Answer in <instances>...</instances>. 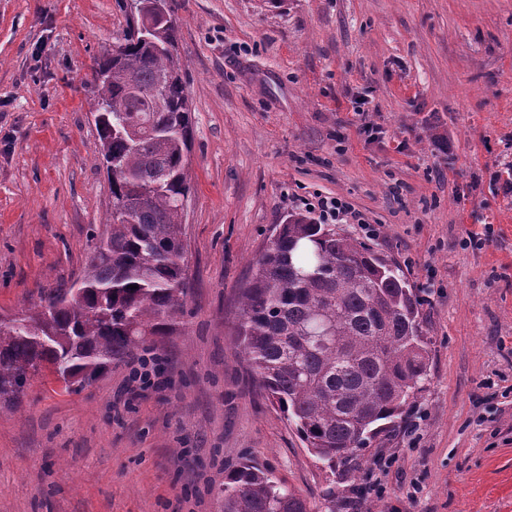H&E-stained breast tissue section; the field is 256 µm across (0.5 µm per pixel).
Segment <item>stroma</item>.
Segmentation results:
<instances>
[{
	"label": "stroma",
	"instance_id": "35a3bbf8",
	"mask_svg": "<svg viewBox=\"0 0 512 512\" xmlns=\"http://www.w3.org/2000/svg\"><path fill=\"white\" fill-rule=\"evenodd\" d=\"M172 5L193 120L186 330L147 341L167 368L142 397L121 365L73 392L34 379L0 411V512H224L247 459L313 505L335 480L336 512H512V0ZM127 17L125 0H0V313L81 279L105 230L91 82ZM319 196L377 228L342 230L400 266L428 342L422 391L355 478L251 391L233 332L276 225ZM384 454L380 494L355 499Z\"/></svg>",
	"mask_w": 512,
	"mask_h": 512
}]
</instances>
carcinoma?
<instances>
[{"instance_id": "1", "label": "carcinoma", "mask_w": 512, "mask_h": 512, "mask_svg": "<svg viewBox=\"0 0 512 512\" xmlns=\"http://www.w3.org/2000/svg\"><path fill=\"white\" fill-rule=\"evenodd\" d=\"M139 3L123 42L93 72L108 229L79 287L50 288L0 320V409L18 408L45 371L74 391L182 324L192 110L176 22L154 23L155 0ZM234 334L253 383L333 475L354 470L428 376L418 301L400 267L302 214L278 225L254 262ZM220 494L224 512H312L252 463Z\"/></svg>"}]
</instances>
